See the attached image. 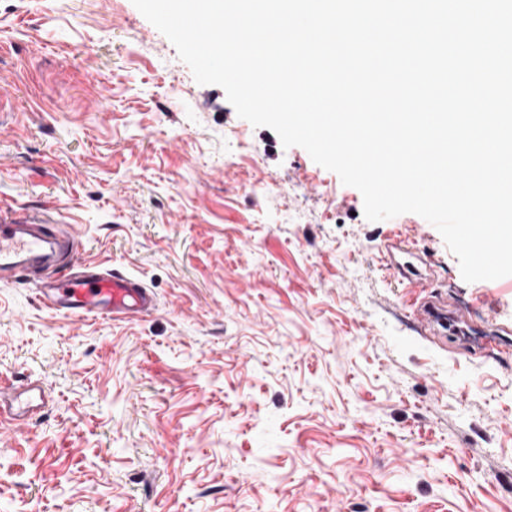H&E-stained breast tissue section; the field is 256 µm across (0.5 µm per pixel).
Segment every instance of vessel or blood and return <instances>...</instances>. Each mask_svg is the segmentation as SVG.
Wrapping results in <instances>:
<instances>
[{
  "instance_id": "obj_1",
  "label": "vessel or blood",
  "mask_w": 512,
  "mask_h": 512,
  "mask_svg": "<svg viewBox=\"0 0 512 512\" xmlns=\"http://www.w3.org/2000/svg\"><path fill=\"white\" fill-rule=\"evenodd\" d=\"M74 244L75 235L68 225L0 202V279L8 273L34 276L45 308L82 319L128 322L155 310L154 292L139 279L81 260L73 252ZM387 254L396 257L397 267L411 286L430 287L411 249L391 242ZM416 312L425 332L447 334V302L435 298L419 305ZM35 388V383L21 386L0 375V421L23 420L26 410L21 398Z\"/></svg>"
}]
</instances>
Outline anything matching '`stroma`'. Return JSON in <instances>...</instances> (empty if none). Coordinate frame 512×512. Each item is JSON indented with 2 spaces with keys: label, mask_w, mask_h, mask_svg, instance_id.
<instances>
[{
  "label": "stroma",
  "mask_w": 512,
  "mask_h": 512,
  "mask_svg": "<svg viewBox=\"0 0 512 512\" xmlns=\"http://www.w3.org/2000/svg\"><path fill=\"white\" fill-rule=\"evenodd\" d=\"M0 198L72 226L157 299L132 322L0 281V512H512V276L198 84L132 0H0ZM398 237L473 330L423 336ZM37 390L39 395L45 393V387L42 382L38 385L32 381L25 386L20 387L17 381L0 375V421L4 422L24 421L26 408L22 405L21 398L24 394Z\"/></svg>",
  "instance_id": "1"
}]
</instances>
